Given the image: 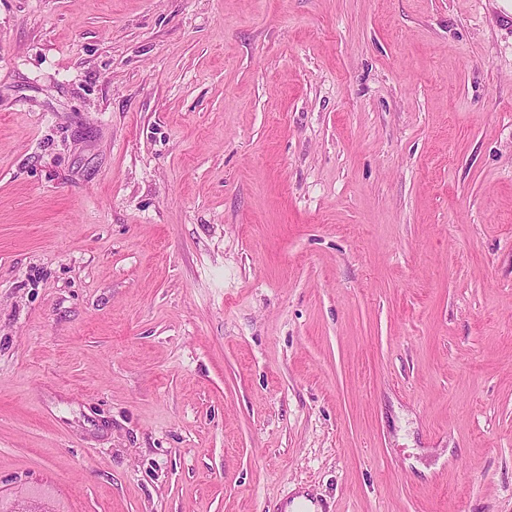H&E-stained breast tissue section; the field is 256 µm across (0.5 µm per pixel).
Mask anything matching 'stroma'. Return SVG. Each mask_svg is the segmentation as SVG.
<instances>
[{"label": "stroma", "mask_w": 512, "mask_h": 512, "mask_svg": "<svg viewBox=\"0 0 512 512\" xmlns=\"http://www.w3.org/2000/svg\"><path fill=\"white\" fill-rule=\"evenodd\" d=\"M512 512L498 0H0V500Z\"/></svg>", "instance_id": "stroma-1"}]
</instances>
